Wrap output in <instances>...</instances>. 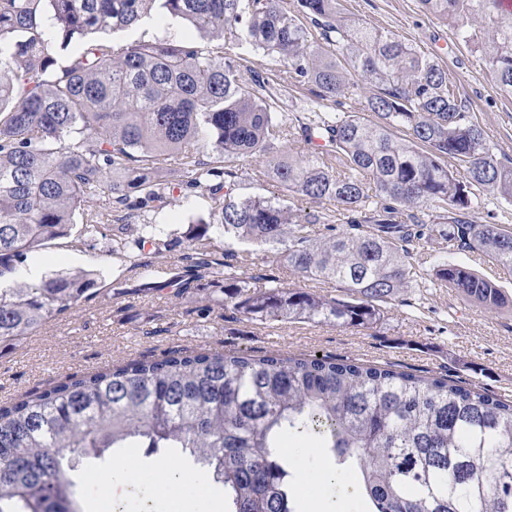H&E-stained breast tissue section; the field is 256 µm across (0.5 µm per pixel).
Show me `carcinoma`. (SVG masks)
<instances>
[{
  "label": "carcinoma",
  "mask_w": 512,
  "mask_h": 512,
  "mask_svg": "<svg viewBox=\"0 0 512 512\" xmlns=\"http://www.w3.org/2000/svg\"><path fill=\"white\" fill-rule=\"evenodd\" d=\"M453 37L488 51L495 86L512 98V11L498 0H418ZM154 14L189 25L179 41L116 44L87 35ZM82 45L64 60L58 49ZM265 53L243 75L240 50ZM365 80L360 112L338 97ZM313 96L287 117L294 87ZM278 193L235 194L239 162ZM455 168L448 169L444 159ZM481 189L512 203V162L458 103L448 71L343 0H0V280L31 255L106 229L138 287L199 295L262 323L300 320L369 331L405 302L416 246L479 255L512 271V231L483 224ZM208 196L188 225L186 265L162 279L136 261L171 240L136 213L174 192ZM326 199L334 214L285 203ZM224 237V250L204 241ZM301 281L288 285L247 246ZM102 271L54 273L0 288V346L73 311ZM432 284L486 310L507 299L492 280L441 260ZM312 435L356 471L372 512H512V401L446 375L316 355L177 348L73 374L0 403V512H80L70 472L114 448L177 449L224 487L225 512H295L276 449Z\"/></svg>",
  "instance_id": "obj_1"
}]
</instances>
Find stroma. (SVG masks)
<instances>
[{"label":"stroma","instance_id":"obj_1","mask_svg":"<svg viewBox=\"0 0 512 512\" xmlns=\"http://www.w3.org/2000/svg\"><path fill=\"white\" fill-rule=\"evenodd\" d=\"M349 15L361 16L393 33L417 51L433 56L455 80L466 114L479 123L491 142L512 157V98L503 97L491 80L483 52L456 42L449 27L424 13L417 0H345ZM188 33L178 19H150L104 39L120 44L179 40ZM209 199L190 193L175 205L149 215L150 223L179 236L192 218L204 213ZM455 262L474 269L500 286L505 307L489 312L445 288L409 289L412 306L388 307L373 332L329 325L283 322L263 324L245 315L225 317L217 309L201 318L195 301L173 296L144 295L134 272L112 257V241L96 237L90 244L60 240L18 267L12 284L27 282L29 268L40 275L90 266L103 273L99 290L76 312L49 321L8 348H0V401L49 387L68 375L115 361L158 357L176 347H202L262 354L336 356L366 364L394 365L420 375H452L500 398L512 400V271L474 256L458 254ZM290 454L306 449L302 472L295 477L296 512H370L367 499L343 498L340 488L320 480L335 468L316 440L289 437ZM134 457V480L144 492L104 508L91 483L96 469L82 467L83 512H169L167 500L150 494L155 483L156 456L147 449H122L118 463ZM182 492L180 512H224V490L193 465L178 458Z\"/></svg>","mask_w":512,"mask_h":512}]
</instances>
